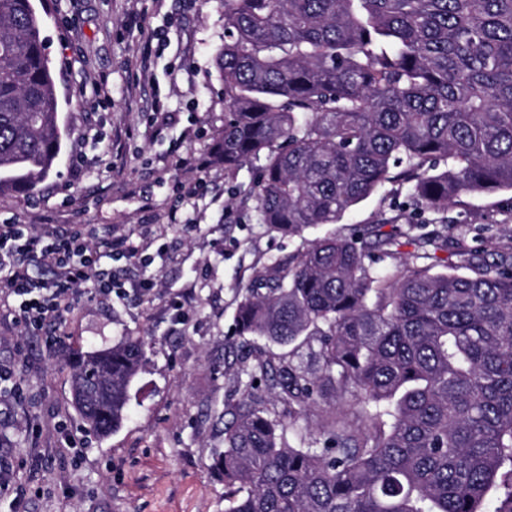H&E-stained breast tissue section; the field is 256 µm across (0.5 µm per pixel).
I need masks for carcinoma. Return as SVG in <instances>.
I'll list each match as a JSON object with an SVG mask.
<instances>
[{
  "label": "carcinoma",
  "mask_w": 512,
  "mask_h": 512,
  "mask_svg": "<svg viewBox=\"0 0 512 512\" xmlns=\"http://www.w3.org/2000/svg\"><path fill=\"white\" fill-rule=\"evenodd\" d=\"M224 171L259 164L258 223L302 241L239 301V335L308 347L259 358L224 410L212 467L224 512H512V267L465 249L389 275L392 239L338 224L397 178L413 211L512 192V0H222ZM33 0H0V189L35 192L62 149L58 98ZM145 344L68 356L74 404L119 428ZM330 386L362 405L294 447L296 417ZM287 413L267 407L261 390Z\"/></svg>",
  "instance_id": "1"
}]
</instances>
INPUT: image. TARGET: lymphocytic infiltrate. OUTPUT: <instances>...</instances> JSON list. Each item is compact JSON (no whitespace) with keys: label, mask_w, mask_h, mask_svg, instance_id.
I'll return each mask as SVG.
<instances>
[{"label":"lymphocytic infiltrate","mask_w":512,"mask_h":512,"mask_svg":"<svg viewBox=\"0 0 512 512\" xmlns=\"http://www.w3.org/2000/svg\"><path fill=\"white\" fill-rule=\"evenodd\" d=\"M88 235L82 224L48 239L19 224H0V286L20 298L18 316L26 328H41L61 316L90 280L105 295L150 290L146 280L124 283L108 273L93 274V261L84 255Z\"/></svg>","instance_id":"1"}]
</instances>
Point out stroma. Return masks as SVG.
I'll use <instances>...</instances> for the list:
<instances>
[{
  "instance_id": "1",
  "label": "stroma",
  "mask_w": 512,
  "mask_h": 512,
  "mask_svg": "<svg viewBox=\"0 0 512 512\" xmlns=\"http://www.w3.org/2000/svg\"><path fill=\"white\" fill-rule=\"evenodd\" d=\"M54 62L64 146L56 170L34 195L0 190V224H27L42 233L68 224L93 235H129L154 261L102 259L116 278L147 279L142 297L81 294L58 325L66 342L90 351L125 337L145 342L146 360L131 388L121 427L101 438L89 432L73 406L63 349L46 348L42 335L18 320L20 301H0V462L9 489L0 512H224V483L212 455L221 447L219 417L242 398L256 343L237 336L235 310L257 271L295 253L300 240L258 224L248 165L226 174L219 163L200 173L185 165L212 153L224 127V85L215 51L224 41L220 0H36ZM136 15L143 31L126 32ZM162 98V112L150 110ZM99 129L120 171L99 162ZM89 167L74 173L76 155ZM204 179L207 194L190 204L177 184ZM177 210L179 223L167 221ZM407 190L387 183L341 223L311 229L369 230L394 235L387 272L416 252H433L438 229L432 213L403 220ZM448 236L487 263L512 254V192L463 198L449 207ZM495 238L499 251L486 250ZM337 416L362 421L351 397L321 401L297 421L318 436Z\"/></svg>"
}]
</instances>
